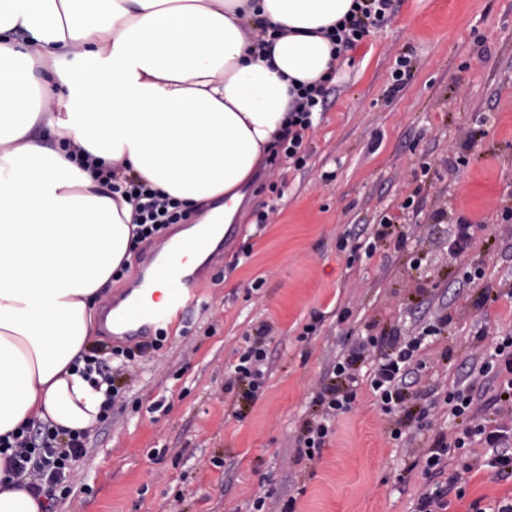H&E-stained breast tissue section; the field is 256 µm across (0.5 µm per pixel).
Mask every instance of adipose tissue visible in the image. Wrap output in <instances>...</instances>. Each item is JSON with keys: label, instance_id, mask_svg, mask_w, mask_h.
<instances>
[{"label": "adipose tissue", "instance_id": "1", "mask_svg": "<svg viewBox=\"0 0 512 512\" xmlns=\"http://www.w3.org/2000/svg\"><path fill=\"white\" fill-rule=\"evenodd\" d=\"M352 4L0 0V436L36 418L88 430L106 401L75 364L133 257L132 206L61 140L230 223ZM258 22L287 34L255 49Z\"/></svg>", "mask_w": 512, "mask_h": 512}]
</instances>
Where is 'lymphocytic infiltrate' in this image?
Returning <instances> with one entry per match:
<instances>
[{
	"instance_id": "1",
	"label": "lymphocytic infiltrate",
	"mask_w": 512,
	"mask_h": 512,
	"mask_svg": "<svg viewBox=\"0 0 512 512\" xmlns=\"http://www.w3.org/2000/svg\"><path fill=\"white\" fill-rule=\"evenodd\" d=\"M394 0H354L350 12L336 26L327 30V38L337 52L355 48L371 29L383 25L391 16ZM331 77L317 83L300 85L288 109V125L269 149L271 159L285 158L294 168L306 163V137L313 126V116L325 111L331 92ZM123 194L133 207L137 227L134 231L136 244L149 245L164 237L172 225L187 221L188 215L180 202L155 190L150 184L136 177L122 180ZM165 336L136 344L135 347H112L108 355L89 351L85 356L87 371L101 376L107 386L108 402H115L122 389L117 380L132 368L137 355L146 350H161ZM387 351L376 365L370 385L378 397L385 414L395 413L404 407L409 393L408 378L414 372L412 363L421 350L423 337L405 338L398 333L385 335ZM368 349L367 341H360L351 353L333 368L334 382L326 384L316 401L321 419L307 422L305 433L298 441L299 455L314 458L330 439L336 418L346 412L354 398L351 387L356 377L355 364ZM504 376L505 381L496 401L512 405V336H503L495 345L490 360L481 361L477 375ZM445 402L453 417L459 418L462 429L454 439L437 434L425 453V470L436 477L434 489L421 494L416 512H447L448 497L456 491L457 477H444L445 458L450 447L467 448L473 442H481L489 452L487 466L495 468L500 477L512 478V426L491 418L480 417V409L470 391L460 389L449 393ZM87 433L63 434L62 430L42 422H29L12 434L0 438V454L13 475L26 481L35 497L55 502L58 496L69 495L70 476L75 464L85 455Z\"/></svg>"
}]
</instances>
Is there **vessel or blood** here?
Segmentation results:
<instances>
[{
	"mask_svg": "<svg viewBox=\"0 0 512 512\" xmlns=\"http://www.w3.org/2000/svg\"><path fill=\"white\" fill-rule=\"evenodd\" d=\"M222 230L219 224H199L190 235L163 239L139 263L125 298L113 300L103 311L113 339L147 340L172 331L185 313L198 307L203 270L196 260L205 255L211 263L223 262Z\"/></svg>",
	"mask_w": 512,
	"mask_h": 512,
	"instance_id": "1",
	"label": "vessel or blood"
}]
</instances>
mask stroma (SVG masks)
<instances>
[{
  "mask_svg": "<svg viewBox=\"0 0 512 512\" xmlns=\"http://www.w3.org/2000/svg\"><path fill=\"white\" fill-rule=\"evenodd\" d=\"M412 75L390 93L401 56ZM326 112L309 132L306 164L261 163L241 187L240 227L211 269L204 306L165 347L142 357L122 397L90 432L72 492L54 512H413L427 479L412 462L459 425L443 398L466 388L472 362L512 332V0H396L393 15L340 59ZM489 115L486 125L477 118ZM468 163L451 168L458 153ZM283 183L282 194L271 183ZM276 211L259 224L263 204ZM448 218L438 224L437 209ZM404 247L372 242L384 215ZM474 224L467 252L448 254L456 224ZM374 251H367L368 243ZM482 279L467 282L471 265ZM453 321L417 354L408 409L426 411L415 441L392 440L370 386L382 347L356 371V397L314 460L298 456L315 398L359 338L417 336L440 308ZM267 351L264 383L246 400L230 370L253 341ZM451 449L471 512L512 495L484 457Z\"/></svg>",
  "mask_w": 512,
  "mask_h": 512,
  "instance_id": "1",
  "label": "stroma"
}]
</instances>
